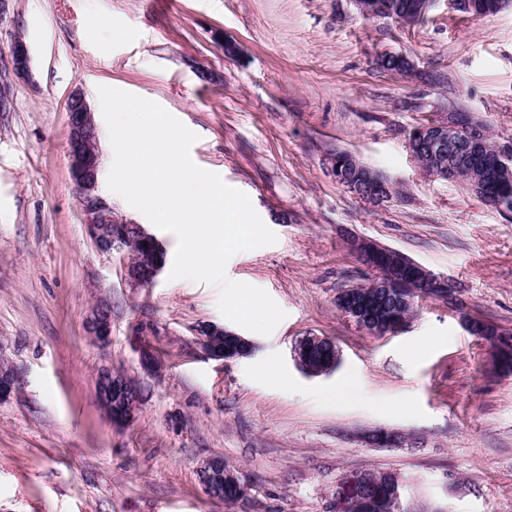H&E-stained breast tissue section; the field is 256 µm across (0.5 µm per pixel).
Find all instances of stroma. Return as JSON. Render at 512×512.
I'll use <instances>...</instances> for the list:
<instances>
[{
    "label": "stroma",
    "instance_id": "35a3bbf8",
    "mask_svg": "<svg viewBox=\"0 0 512 512\" xmlns=\"http://www.w3.org/2000/svg\"><path fill=\"white\" fill-rule=\"evenodd\" d=\"M18 39L29 70L0 112V362L21 380L0 399V512H330L342 480L367 470L397 475L403 512H512V373L492 367L488 344L432 299L386 336L336 307L338 290L368 276L347 245L365 237L447 276L471 314L512 330V222L426 175L406 148L451 101L512 137V7L474 17L439 0L409 25L361 16L352 0H10L0 72ZM385 52L437 82L379 71ZM101 86L181 120L198 136L193 162L247 193L277 234L226 266L285 311L271 335L226 322L216 287L164 272L131 287L125 253L86 237L66 100L84 93L110 170ZM336 148L401 196L372 208L337 184L323 163ZM103 297L112 336L101 348L84 322ZM207 324L239 332L251 355L209 358L197 344ZM137 327L162 370L116 430L96 373L138 372ZM307 334L335 343L330 374L293 361ZM347 377L352 395L333 397ZM378 428L405 443H368ZM215 456L246 476V502L206 495L199 467Z\"/></svg>",
    "mask_w": 512,
    "mask_h": 512
}]
</instances>
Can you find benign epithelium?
Returning a JSON list of instances; mask_svg holds the SVG:
<instances>
[{"label": "benign epithelium", "instance_id": "obj_1", "mask_svg": "<svg viewBox=\"0 0 512 512\" xmlns=\"http://www.w3.org/2000/svg\"><path fill=\"white\" fill-rule=\"evenodd\" d=\"M29 64V55L26 45L17 40L12 44L10 51L9 67L16 74H23L27 71ZM67 112L69 115V139L68 150L71 159L70 173L75 183L82 210L85 217V234L90 238L95 247L104 253L112 251H122L126 248L131 234H136V239L147 246L150 251L153 267L151 274L147 278H141L133 272H127L128 281L133 287H145L152 283L157 275L164 268L165 249L162 243L149 233L142 225L134 224L118 217L112 210L99 189L100 172V152L98 148V131L94 121L93 112L86 101L83 93L76 91L71 93L68 98ZM456 106H448V120L442 123H433L417 131V135L427 136V139L434 143L438 150H443L447 145L449 138L453 137L464 126L458 124L454 119ZM494 156L499 162V169L503 174L512 172V138L500 139L494 147ZM387 195L377 196L369 194L365 199L371 206L378 207L383 205L393 196L401 191L400 184L386 178H381ZM351 249L358 257L359 261L364 263V267L369 272V276L363 283L366 288H408L409 295L403 297V301L408 308L415 306L417 299H434L440 301L448 307L454 309L459 314L460 323L467 330L474 329L472 317L466 310V306L456 295L455 289L451 288V283L444 275L432 272L419 263L401 252L383 246L378 242L357 237L350 242ZM396 253L397 262L401 265H410L414 267V279L417 280V286L412 288L410 284L396 279L390 272L380 267H375L366 262L368 256L374 253ZM85 332L90 338L100 346H105L110 341L112 334V304L111 302L100 299L93 306L90 315L85 323ZM227 333L222 327L210 325L200 330L199 344L205 354L216 360H229V352L220 349L215 344L216 336ZM327 341V338L315 334H308L301 337L292 348L293 360L295 364L305 373L311 376H320L331 372L326 369L322 372L317 371L308 364L305 358V351L311 346L319 345ZM136 351L138 353V363L141 371L146 375H153L158 371L159 364L154 358L151 349L142 342H136ZM100 375L112 380V386L125 391V399L120 404V408L110 415V422L115 429H123L134 419L136 413L145 402L137 392V386L141 383V378L137 375H128L112 372V367L103 366L100 368ZM19 371L11 366L0 369V395L9 396L19 385ZM244 479L242 473L232 469H224V473H218L213 460H207L200 469V479L205 493L213 500L224 501V498L215 491V483L222 480V477ZM359 483L355 477H350L342 483L340 490L336 493V510L343 512L349 504L358 498Z\"/></svg>", "mask_w": 512, "mask_h": 512}]
</instances>
